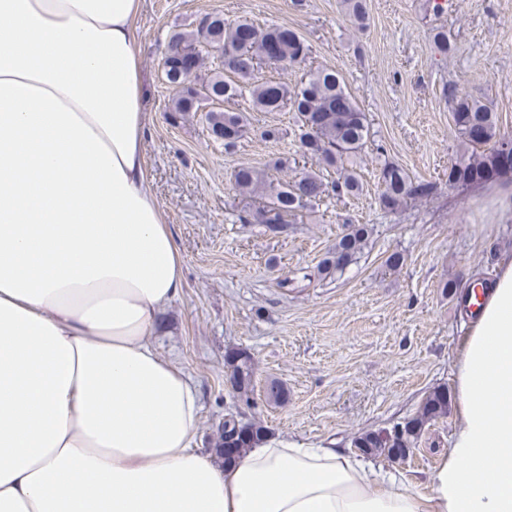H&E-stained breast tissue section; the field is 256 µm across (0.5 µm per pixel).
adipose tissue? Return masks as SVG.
I'll use <instances>...</instances> for the list:
<instances>
[{
    "instance_id": "1",
    "label": "adipose tissue",
    "mask_w": 512,
    "mask_h": 512,
    "mask_svg": "<svg viewBox=\"0 0 512 512\" xmlns=\"http://www.w3.org/2000/svg\"><path fill=\"white\" fill-rule=\"evenodd\" d=\"M140 0H0V512H512V259L452 359L423 496L341 449L192 446L152 337L182 258L145 166Z\"/></svg>"
}]
</instances>
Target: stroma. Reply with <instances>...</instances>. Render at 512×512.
I'll list each match as a JSON object with an SVG mask.
<instances>
[{
  "label": "stroma",
  "mask_w": 512,
  "mask_h": 512,
  "mask_svg": "<svg viewBox=\"0 0 512 512\" xmlns=\"http://www.w3.org/2000/svg\"><path fill=\"white\" fill-rule=\"evenodd\" d=\"M370 24L358 30L340 0H143L135 20L147 114L145 161L183 260L184 286L161 318L160 354L197 384L203 404L196 447L215 446L225 415L258 421L269 436L308 445L335 443L353 452L360 433L416 414L429 390L452 389V357L467 316L442 285L491 278L512 255V186L458 191L448 186L457 132L443 89L482 96L512 133V0H453L433 14L428 0H367ZM256 23L285 24L311 46L296 65L269 64L261 78L299 84L320 67L336 69L371 121L383 153L369 152L363 191L323 197L304 210L285 236L242 224L251 198L231 181L242 163L292 178L298 167L273 169L282 155L298 157L289 112H259L281 128L282 140H242L233 152L211 142L203 113L170 125L171 91L161 60L174 32L195 28L209 13ZM444 27L455 46L447 60L433 51ZM435 183L433 200L390 212L379 205L382 160ZM349 224H371L374 236L343 275L316 277L318 263ZM405 262L388 270L385 258ZM291 277L283 289L280 279ZM246 351L255 363L251 400L230 386L227 353ZM279 381L285 403L266 398ZM455 414L429 426L407 459L374 457L401 474L407 488L429 493V478L448 447Z\"/></svg>",
  "instance_id": "stroma-1"
}]
</instances>
